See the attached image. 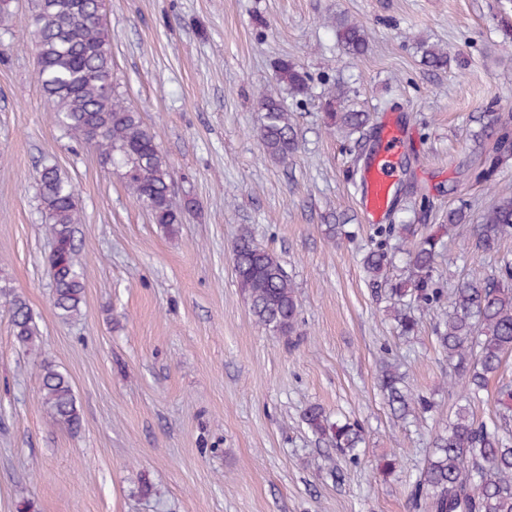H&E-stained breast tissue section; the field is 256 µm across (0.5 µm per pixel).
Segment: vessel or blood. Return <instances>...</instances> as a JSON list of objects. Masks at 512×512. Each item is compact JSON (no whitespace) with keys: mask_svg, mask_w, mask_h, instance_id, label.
<instances>
[{"mask_svg":"<svg viewBox=\"0 0 512 512\" xmlns=\"http://www.w3.org/2000/svg\"><path fill=\"white\" fill-rule=\"evenodd\" d=\"M399 144L397 129L383 128L376 152L360 175L362 210L368 222H376L388 209L396 184Z\"/></svg>","mask_w":512,"mask_h":512,"instance_id":"b4317fda","label":"vessel or blood"}]
</instances>
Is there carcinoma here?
<instances>
[{"instance_id":"1","label":"carcinoma","mask_w":512,"mask_h":512,"mask_svg":"<svg viewBox=\"0 0 512 512\" xmlns=\"http://www.w3.org/2000/svg\"><path fill=\"white\" fill-rule=\"evenodd\" d=\"M99 2L35 0L36 79L50 105L52 121L94 151L103 164L120 168L138 205L153 223L173 233L193 201L176 202L170 168L154 133L141 114L127 105L117 85L103 82L112 76V47ZM336 37L345 53L356 57L365 53L366 35L360 23L344 15L336 17ZM420 51L425 66L448 67L447 52L425 43L420 44ZM275 79L294 97L309 93L311 78L298 63L279 61ZM341 98L340 91L325 98L328 128L348 138L364 135L370 113L342 106ZM258 110L261 116L255 134L260 145L270 159L287 162L298 148V133L288 109L281 100L262 93ZM479 122L472 147L478 164L471 176L492 185L501 169L512 162V120L497 112H483ZM36 186L51 244L53 306L59 318L72 320L81 315L85 302V262L76 245L81 224L76 188L53 163L43 164ZM469 221L468 205L462 202L448 209L447 223L435 232L419 234L411 224H381L361 258L366 277L379 286L393 263L391 241L410 243L411 248L404 250L402 276L388 291L400 335H415L422 315L448 305V313L435 326V341L448 357V389L458 394L460 404L443 431L434 436L424 468L411 486L410 501L422 512H512V379L500 376L503 359L512 353V260L503 261L491 274L472 275L446 287L438 275L445 248L443 233L456 236ZM508 238H512V193L497 196L483 210L467 245L493 253ZM232 262L255 323L275 336L297 335L300 303L279 257L243 234L235 241ZM9 310L19 347L27 353L39 350V330L26 300L12 295ZM38 369L41 405L56 424L78 430L81 414L69 376L46 359ZM495 377V417L478 421L471 404L481 399ZM377 389L398 420L439 412V405L413 392L388 360L381 362ZM304 421L350 463L359 462L364 443L359 421H332L319 406L309 408Z\"/></svg>"}]
</instances>
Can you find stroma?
I'll return each instance as SVG.
<instances>
[{"label":"stroma","instance_id":"stroma-1","mask_svg":"<svg viewBox=\"0 0 512 512\" xmlns=\"http://www.w3.org/2000/svg\"><path fill=\"white\" fill-rule=\"evenodd\" d=\"M0 36V287L31 307L39 353L19 350L0 298V512H412L410 483L458 401L434 340L443 317L398 335L386 288L361 265L373 225L359 207V170L375 135L345 139L326 126L325 95L395 118L408 169L384 220L436 230L467 201L479 216L512 191V164L495 188L464 181L479 113L512 119V0H106L112 80L154 132L177 198H193L176 232L153 224L122 176L50 119L34 78L28 0H13ZM361 23L357 58L337 42L334 18ZM444 48L429 70L419 43ZM287 58L311 77L295 99L275 80ZM283 100L299 150L279 164L253 134L256 98ZM55 163L77 190V244L85 261L83 314L53 308L45 217L35 177ZM347 225L351 239L324 231ZM272 249L301 303L293 340L257 326L233 272L241 234ZM512 259V239L482 253L453 240L439 270L456 280ZM440 415L399 421L377 390L382 356ZM49 359L67 373L82 415L55 425L38 398ZM313 405L358 419V465L319 441ZM396 453L401 468L377 464ZM149 492H142V485Z\"/></svg>","mask_w":512,"mask_h":512}]
</instances>
